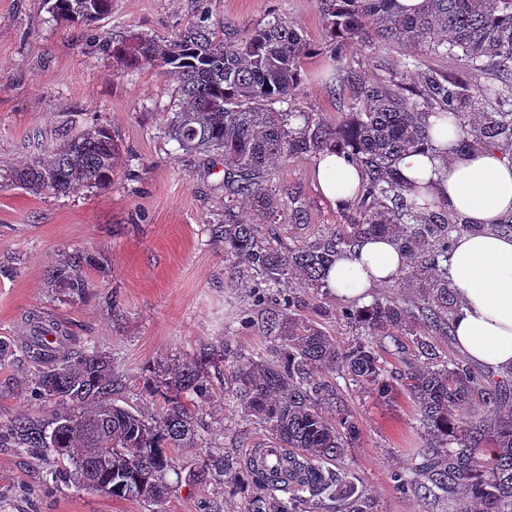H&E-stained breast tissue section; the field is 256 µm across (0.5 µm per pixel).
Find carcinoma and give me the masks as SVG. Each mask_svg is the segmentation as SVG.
Wrapping results in <instances>:
<instances>
[{"label":"carcinoma","mask_w":512,"mask_h":512,"mask_svg":"<svg viewBox=\"0 0 512 512\" xmlns=\"http://www.w3.org/2000/svg\"><path fill=\"white\" fill-rule=\"evenodd\" d=\"M395 2L319 0L327 47L339 65V94L347 99L348 113L334 122L299 107L302 70L314 49L280 17L237 39L229 36L232 22L215 27L203 19L164 42L146 34L103 42L124 68L156 66L176 82L163 133L185 155L224 158L225 197L247 198L274 220L286 203L269 186L273 165L334 148L361 173L348 206L353 218L282 251L261 241L259 225L242 222L233 205L224 204V220L210 225L211 235L224 244L231 272L253 277V306L264 309L277 343L256 360L233 358L221 342L157 365L144 385L163 406L149 420L112 399L123 383L109 355L70 336L57 337L51 347L39 330L22 355L35 366L30 397L52 410L1 422L0 448L51 461L57 485L74 481L115 498L160 501L171 492L170 449L200 440L197 407L222 372L244 416L266 432L271 447L288 449L289 469L269 467L268 450L254 448L242 458L212 457L193 470L197 481L232 492L243 483L259 488L247 512H316L324 500L336 512H375L355 477L333 468L361 437L356 416L328 381L340 371L373 386L382 400L401 386L414 403L425 442L412 474L392 476L399 492L451 497L460 512H512V371L497 377L442 349L455 341L458 300L448 280L454 239L488 230L511 235L512 222L469 224L429 201L396 169L400 156L428 143L432 113L457 117L459 146L512 155V0H424L406 16ZM50 9L60 20L89 26L111 13L112 0H53ZM379 43L391 50L411 45L421 56L371 78L354 66V51ZM448 56L464 62L468 78L434 64ZM125 165L118 132L95 124L64 131L55 148L6 167L0 178L60 196L105 188ZM381 236L393 238L409 260L411 272L397 275L398 287L415 292L344 307L343 318L357 330L348 344L296 318L299 297L289 279L323 288L338 258L360 240ZM91 271L110 275L109 267L76 250L56 262L49 278L80 299L93 287ZM378 337L389 340L403 371L384 374Z\"/></svg>","instance_id":"cac0c4a2"}]
</instances>
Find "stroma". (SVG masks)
Here are the masks:
<instances>
[{"mask_svg":"<svg viewBox=\"0 0 512 512\" xmlns=\"http://www.w3.org/2000/svg\"><path fill=\"white\" fill-rule=\"evenodd\" d=\"M203 12L214 22L231 20L243 33L283 18L316 47L304 65L300 106L330 121L344 112L318 0H112L111 14L90 26L53 19L48 0H0V165L51 149L67 124L100 123L118 130L134 167L143 170L134 181L120 173L107 188L58 198L0 187V265L17 269L16 277L0 278V340L19 346L29 313H39L111 353L127 381L119 404L148 415L158 411L159 401L142 379L157 361L171 364L223 339L251 357L271 342L262 322L240 326L251 301L243 289L229 287L224 250L209 232V218L224 209L223 160L181 155L175 143L160 138L159 110L174 82L153 67L123 73L101 49L103 39L116 33L170 39ZM271 182L290 199L276 222L260 223L263 241L272 246L285 250L346 223L344 210L322 196L312 158L277 164ZM76 249L111 269L108 280L97 281L82 299L48 282L57 259ZM301 295L308 305L300 319H312V304H320L328 311L321 327L338 341L352 339L355 328L338 315L343 299L309 288ZM34 372L19 355L0 367V421L50 412V404L25 390ZM333 381L362 431L340 466L358 479L377 512H455L447 501H423L393 486L392 473L410 471L423 444L409 398L399 392L383 402L343 374ZM198 425L202 443L173 449V491L156 503L78 484L51 487L43 465L0 448V512H245L256 487L232 495L222 485L193 482L189 472L213 452L245 456L263 434L225 396L218 377L198 410Z\"/></svg>","mask_w":512,"mask_h":512,"instance_id":"stroma-1","label":"stroma"}]
</instances>
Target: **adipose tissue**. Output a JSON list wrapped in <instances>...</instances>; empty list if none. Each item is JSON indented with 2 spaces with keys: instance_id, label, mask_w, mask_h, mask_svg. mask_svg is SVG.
<instances>
[{
  "instance_id": "adipose-tissue-1",
  "label": "adipose tissue",
  "mask_w": 512,
  "mask_h": 512,
  "mask_svg": "<svg viewBox=\"0 0 512 512\" xmlns=\"http://www.w3.org/2000/svg\"><path fill=\"white\" fill-rule=\"evenodd\" d=\"M428 121V144L402 155L396 166L402 177L423 187L428 199L468 223L489 225V232L456 239L448 277L459 303L454 327L460 353L503 373L512 370V235L491 227L512 217V157L495 149L459 148L454 124L434 114ZM313 174L322 195L341 209L361 183L357 167L333 149L315 157ZM404 266L392 238L364 239L337 260L328 286L339 298L366 300Z\"/></svg>"
}]
</instances>
